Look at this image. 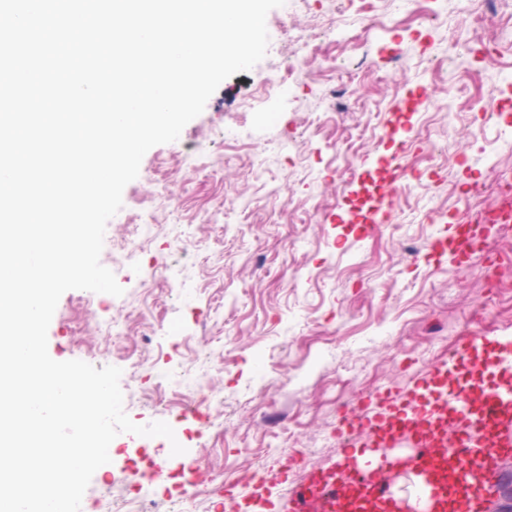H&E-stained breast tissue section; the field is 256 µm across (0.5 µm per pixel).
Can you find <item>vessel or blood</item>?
Wrapping results in <instances>:
<instances>
[{
  "label": "vessel or blood",
  "mask_w": 512,
  "mask_h": 512,
  "mask_svg": "<svg viewBox=\"0 0 512 512\" xmlns=\"http://www.w3.org/2000/svg\"><path fill=\"white\" fill-rule=\"evenodd\" d=\"M482 367L499 381L478 395L465 385L448 389L447 365L430 371V380L446 392V413L428 410L423 397L416 396L386 413L360 414L358 427L373 431L377 441L367 459L354 464L355 482L311 473L295 489L289 512H352L357 506L363 512H397L382 451L403 442L412 451L400 462L422 477L431 512H489V491L512 493L507 478L512 468V341H501L498 355ZM452 422L459 427L453 443L448 440Z\"/></svg>",
  "instance_id": "1"
}]
</instances>
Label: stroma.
Wrapping results in <instances>:
<instances>
[{
	"label": "stroma",
	"instance_id": "1",
	"mask_svg": "<svg viewBox=\"0 0 512 512\" xmlns=\"http://www.w3.org/2000/svg\"><path fill=\"white\" fill-rule=\"evenodd\" d=\"M390 28L355 41L368 0H309L272 9L269 45L250 71L224 80L178 140L152 147L108 222L101 263L122 296L90 293L74 308L65 292L48 329L57 361L121 368L123 408L136 424L168 423L174 440L123 433L111 461L94 473L81 512H113L133 462L162 463L169 484L182 468L231 472L262 464L271 477L223 496L198 500L192 512H288L290 492L277 473L288 455L317 445L314 466L339 467L349 450L338 427L361 399L410 393L431 366L448 358L458 333L483 331L478 356L494 339L512 337V292L492 298L478 278L479 254L431 253L455 233L484 183L512 173V33L493 57L475 40L462 0H384ZM445 24L422 22L427 10ZM310 37L316 53L375 66L360 72L359 95L379 106L338 115L327 70L289 78L288 36ZM455 88L449 119L434 101ZM480 98L487 113L467 112ZM365 129L341 179L337 151L347 130ZM466 148L463 164L441 154L449 137ZM405 155L421 178H394L385 161ZM263 160L253 168L251 156ZM388 222L370 229L362 213ZM152 215L149 240L117 262L134 218ZM144 364L132 369L128 354ZM202 381L211 396L176 415L177 403ZM167 391H160V383ZM179 442L184 454L171 453Z\"/></svg>",
	"mask_w": 512,
	"mask_h": 512
}]
</instances>
